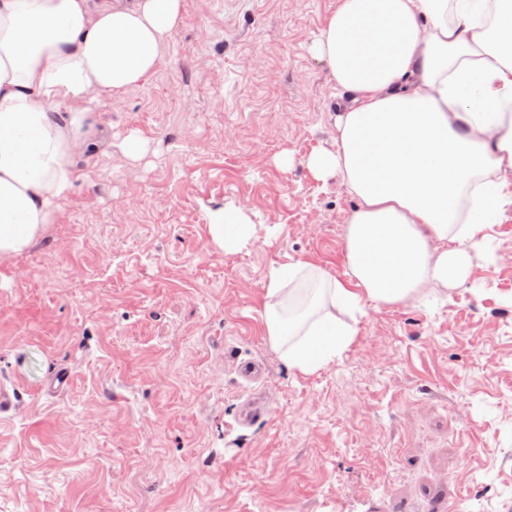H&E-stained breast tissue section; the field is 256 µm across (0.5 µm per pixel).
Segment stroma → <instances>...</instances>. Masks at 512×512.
<instances>
[{"label": "stroma", "mask_w": 512, "mask_h": 512, "mask_svg": "<svg viewBox=\"0 0 512 512\" xmlns=\"http://www.w3.org/2000/svg\"><path fill=\"white\" fill-rule=\"evenodd\" d=\"M338 2L183 0L155 72L90 102L101 144L0 265V512H512V207L469 283L366 304L318 371L265 333L273 269L347 272L358 200L305 165L345 103L312 51ZM224 207L256 226L231 254ZM208 231L213 243L227 254L245 247L256 234L243 211L226 207L211 212Z\"/></svg>", "instance_id": "35a3bbf8"}]
</instances>
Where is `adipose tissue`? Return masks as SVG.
Segmentation results:
<instances>
[{
    "instance_id": "ef3b65f1",
    "label": "adipose tissue",
    "mask_w": 512,
    "mask_h": 512,
    "mask_svg": "<svg viewBox=\"0 0 512 512\" xmlns=\"http://www.w3.org/2000/svg\"><path fill=\"white\" fill-rule=\"evenodd\" d=\"M182 21V0H0V264L79 180L98 133L85 101L144 82ZM314 52L351 101L335 149L306 166L358 205L348 281L302 261L269 275L266 332L304 373L350 344L366 303L465 285L512 205V0H339ZM208 231L227 254L256 234L235 208L212 211Z\"/></svg>"
}]
</instances>
